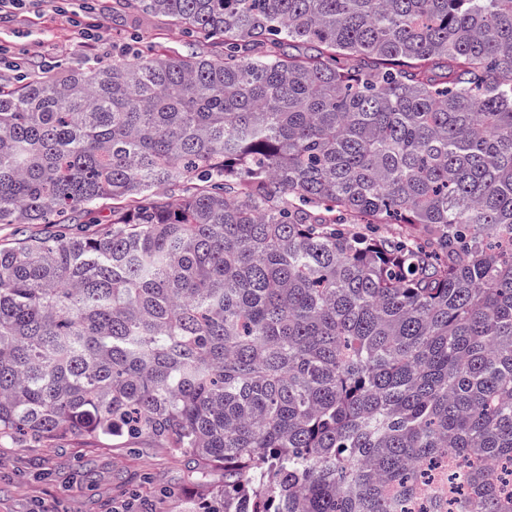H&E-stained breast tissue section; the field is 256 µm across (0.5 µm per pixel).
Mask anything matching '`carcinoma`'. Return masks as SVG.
Returning <instances> with one entry per match:
<instances>
[{
	"mask_svg": "<svg viewBox=\"0 0 512 512\" xmlns=\"http://www.w3.org/2000/svg\"><path fill=\"white\" fill-rule=\"evenodd\" d=\"M131 7L221 55L0 87V224L112 202L0 246V441L146 438L224 468L204 512H512V0ZM92 212L102 222H105L109 215L108 205L97 207ZM89 215H78L73 224H0V244H10L18 238H39L46 235L48 232L64 230L68 232L77 233L81 230V226L85 224H78L85 221L90 217ZM64 225V226H63Z\"/></svg>",
	"mask_w": 512,
	"mask_h": 512,
	"instance_id": "obj_1",
	"label": "carcinoma"
}]
</instances>
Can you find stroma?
Instances as JSON below:
<instances>
[{
  "mask_svg": "<svg viewBox=\"0 0 512 512\" xmlns=\"http://www.w3.org/2000/svg\"><path fill=\"white\" fill-rule=\"evenodd\" d=\"M138 41L184 56L214 51L167 18L113 11L112 0H16L0 14V85L108 62ZM223 485V469L198 472L191 457L144 438L51 448L0 442V512H200Z\"/></svg>",
  "mask_w": 512,
  "mask_h": 512,
  "instance_id": "1",
  "label": "stroma"
}]
</instances>
